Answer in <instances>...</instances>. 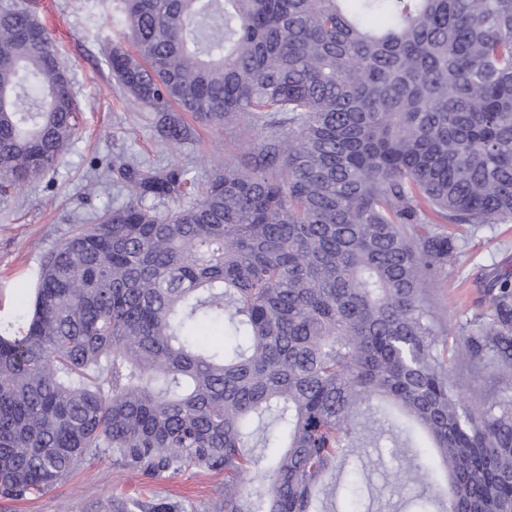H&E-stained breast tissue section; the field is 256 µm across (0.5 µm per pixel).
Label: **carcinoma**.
Returning <instances> with one entry per match:
<instances>
[{"label":"carcinoma","mask_w":512,"mask_h":512,"mask_svg":"<svg viewBox=\"0 0 512 512\" xmlns=\"http://www.w3.org/2000/svg\"><path fill=\"white\" fill-rule=\"evenodd\" d=\"M113 10L130 49L107 65L163 140L193 138L188 114L252 141L205 184L123 164L129 200L43 253L26 329L0 332V497L109 452L224 474L212 512H324L372 494L346 466L387 436L412 512H512V396L473 405L451 372L489 359L512 390V273L451 349L424 291L453 249L435 225L512 221V0ZM76 112L45 28L0 0V195L60 163Z\"/></svg>","instance_id":"cac0c4a2"}]
</instances>
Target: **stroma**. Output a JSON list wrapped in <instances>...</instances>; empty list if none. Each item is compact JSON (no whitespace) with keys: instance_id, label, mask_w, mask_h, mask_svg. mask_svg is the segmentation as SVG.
<instances>
[{"instance_id":"35a3bbf8","label":"stroma","mask_w":512,"mask_h":512,"mask_svg":"<svg viewBox=\"0 0 512 512\" xmlns=\"http://www.w3.org/2000/svg\"><path fill=\"white\" fill-rule=\"evenodd\" d=\"M37 15L68 70L80 108L79 130L56 168L38 181L0 197V323L21 327L44 251L72 225L96 223L108 208L125 203L130 187L116 165L133 162L159 170L186 169L206 182L220 162L244 148L240 127L200 126L192 140L169 144L157 133L158 117L124 99L106 54L118 38L112 0H40ZM455 253L440 268L430 291L436 318L448 341L461 331H477L489 313L487 289L500 273L512 271L511 224H441ZM470 402L499 396L496 367L489 361L453 366ZM377 449L363 451L375 488L363 512H393L400 487L393 470L376 462ZM224 496L223 475L194 470L172 478H148L115 464L111 455L88 457L65 482L24 501L0 499V512H101L108 500L124 498L148 505L178 502L206 512Z\"/></svg>"}]
</instances>
